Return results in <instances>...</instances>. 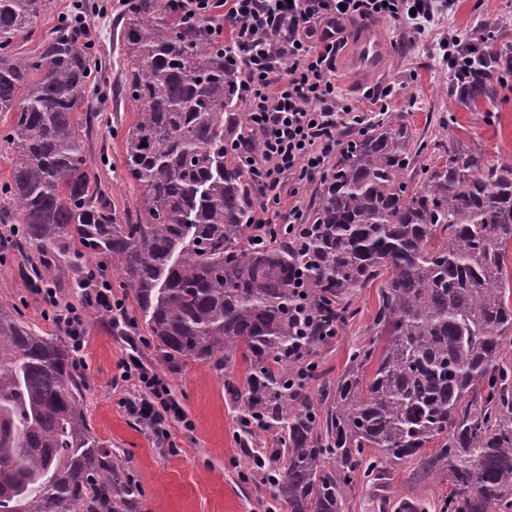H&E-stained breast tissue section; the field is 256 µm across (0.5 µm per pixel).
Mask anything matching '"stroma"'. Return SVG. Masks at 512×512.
Masks as SVG:
<instances>
[{
  "mask_svg": "<svg viewBox=\"0 0 512 512\" xmlns=\"http://www.w3.org/2000/svg\"><path fill=\"white\" fill-rule=\"evenodd\" d=\"M74 0H50L31 33L15 38L18 52L38 51L45 35L71 11ZM88 21L98 40L100 75L119 84L125 75V49L116 7L93 13ZM368 26L393 48L383 68L373 77L355 81L344 66L336 68V95L361 108H370L371 94L391 88L390 113L401 114L416 136L440 143L461 140L481 152L486 162L512 163V100L500 105L497 116L487 114L486 104L466 109L451 104L444 93L449 68L439 48L441 40L471 37L479 28H500L512 34V0H454L451 10L440 14L425 31L411 33L391 19H368ZM98 120L79 125V142L88 159V172L98 190L112 202L119 218L134 213L140 194L124 177L121 130L135 120V109L120 97L94 100ZM103 268L116 297L132 299L129 287L110 258L89 255L83 247L72 248L62 258L40 255L33 246L0 247V305L27 323L39 335L57 336L61 330L44 315L45 305L35 286L57 288L62 301L80 297L72 273ZM380 282H372L351 299L357 316L320 348L318 365L309 381L310 393L321 385L335 383L345 371L350 352L373 335L372 321L379 305ZM86 345L83 361L75 366L84 384V407L93 434L120 456L129 477L140 485V512H268L271 492H259L255 482L239 476L247 469L252 453L268 446L266 435L244 444L239 438L240 401L231 388H243V364L219 372L204 363L165 362L159 355L145 324L134 334L113 326L108 315L86 313ZM142 361L166 379L175 399L193 422L192 431L172 430L173 447L157 444L144 424L122 404L124 392L113 385L118 366L128 356ZM444 488L435 482L418 483L411 465L392 468L388 494L397 499L437 501Z\"/></svg>",
  "mask_w": 512,
  "mask_h": 512,
  "instance_id": "35a3bbf8",
  "label": "stroma"
}]
</instances>
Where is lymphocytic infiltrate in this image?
Segmentation results:
<instances>
[{"label": "lymphocytic infiltrate", "mask_w": 512, "mask_h": 512, "mask_svg": "<svg viewBox=\"0 0 512 512\" xmlns=\"http://www.w3.org/2000/svg\"><path fill=\"white\" fill-rule=\"evenodd\" d=\"M453 5L454 0H224V19L237 47L226 59L245 72L237 98L249 115L246 135L260 144L251 160L260 198L253 244L276 239L283 224L292 237L302 236L307 227L302 192L328 173L341 145L337 127L361 131L370 124L368 113L336 97L332 74L344 45V22L387 18L421 32ZM282 53L287 63H280ZM79 288L75 303L61 302L54 288L37 290L76 353L85 347L86 310L109 314L117 325L128 321L126 303L114 295L102 269L87 270ZM121 369L124 406L159 442H169L174 426L192 429L163 377L135 355Z\"/></svg>", "instance_id": "f902f5d3"}]
</instances>
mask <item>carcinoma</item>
I'll return each mask as SVG.
<instances>
[{
  "mask_svg": "<svg viewBox=\"0 0 512 512\" xmlns=\"http://www.w3.org/2000/svg\"><path fill=\"white\" fill-rule=\"evenodd\" d=\"M49 0H0V112L13 124L3 192L20 238L42 253L80 245L112 258L161 356L245 364L242 416L272 436L275 496L288 512H344L347 492L412 462L448 484L439 512H512V163L425 140L390 115L350 137L307 209L304 243L253 245L260 204L245 160L224 149L248 114L224 60L221 4L190 20L161 0H122V94L136 109L125 176L141 190L121 223L88 173L77 117L98 92L97 40L79 15L33 55L15 51ZM482 29L460 46L445 94L469 108L507 100L512 42ZM307 282L298 327L293 288ZM382 280L375 336L334 386L290 385ZM70 350L0 306V512H138L141 490L92 433Z\"/></svg>",
  "mask_w": 512,
  "mask_h": 512,
  "instance_id": "1",
  "label": "carcinoma"
}]
</instances>
